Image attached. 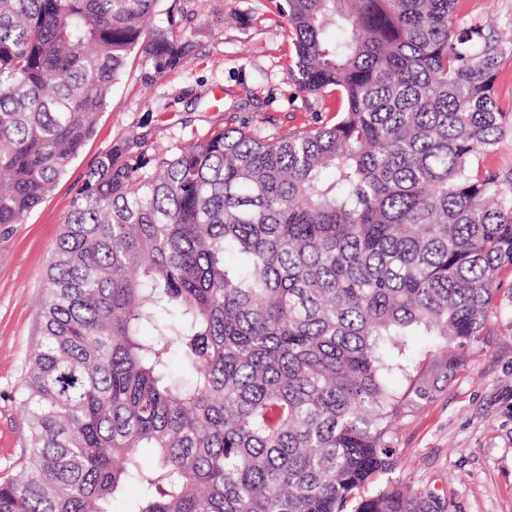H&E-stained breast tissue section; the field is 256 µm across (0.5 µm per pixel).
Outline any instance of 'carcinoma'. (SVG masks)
<instances>
[{
    "label": "carcinoma",
    "mask_w": 512,
    "mask_h": 512,
    "mask_svg": "<svg viewBox=\"0 0 512 512\" xmlns=\"http://www.w3.org/2000/svg\"><path fill=\"white\" fill-rule=\"evenodd\" d=\"M158 2L0 0V226L66 172L132 53L157 75L181 63ZM457 6L276 0L288 79L336 94L327 121L209 131L169 156L118 142L88 172L0 512H112L128 482V512H447L373 484L396 466L394 420L464 368L512 267V171L481 163L512 129L495 88L512 40ZM412 336L439 347L431 369Z\"/></svg>",
    "instance_id": "1"
}]
</instances>
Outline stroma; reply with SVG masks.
I'll use <instances>...</instances> for the list:
<instances>
[{
  "label": "stroma",
  "instance_id": "35a3bbf8",
  "mask_svg": "<svg viewBox=\"0 0 512 512\" xmlns=\"http://www.w3.org/2000/svg\"><path fill=\"white\" fill-rule=\"evenodd\" d=\"M191 47L175 69L152 77L132 55L95 134L23 223L0 227V477L28 448L21 402L26 362L40 337L45 273L77 188L122 140L171 155L217 129L278 136L326 119L327 100L287 76L288 28L270 0H176ZM500 310L485 340L433 400L395 425L393 479L445 497L451 512H512V269L498 280Z\"/></svg>",
  "mask_w": 512,
  "mask_h": 512
}]
</instances>
